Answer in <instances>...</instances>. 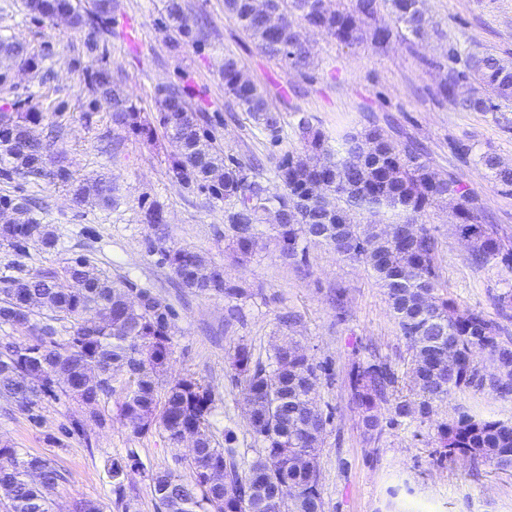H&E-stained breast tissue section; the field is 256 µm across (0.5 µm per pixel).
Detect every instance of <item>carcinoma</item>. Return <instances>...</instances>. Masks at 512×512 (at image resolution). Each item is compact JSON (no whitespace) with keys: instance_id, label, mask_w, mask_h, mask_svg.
Masks as SVG:
<instances>
[{"instance_id":"cac0c4a2","label":"carcinoma","mask_w":512,"mask_h":512,"mask_svg":"<svg viewBox=\"0 0 512 512\" xmlns=\"http://www.w3.org/2000/svg\"><path fill=\"white\" fill-rule=\"evenodd\" d=\"M67 2V20L76 29L88 30V47L95 46L100 26L112 19L114 0H27L30 12L48 18ZM162 30L175 31L202 47L203 28L185 13L181 0H165ZM224 12L234 17L264 55L300 69L310 64L312 49L301 39L300 29L320 24L324 34L348 45L371 43L386 49L393 38L418 40L436 30L420 0H349L333 7L330 0H268L259 7L253 0H224ZM0 55L33 64L28 47L0 39ZM224 93L252 119L272 147L264 162L224 146L211 120L191 104L185 85L156 86V121L143 115L107 68L87 72V84L96 101L107 105L112 125L153 139L157 132L175 143L171 172L186 190L197 191L211 202L224 204V231L231 237L235 257L242 260L266 246L259 232L270 212L281 223L269 228V239L282 256H306L312 226L322 225L323 243L344 260L364 263L388 296L390 311L409 343V378L420 401L405 396L394 399L389 424L417 411L430 412L431 404L457 390L489 387L503 398H512V371L498 367L512 363V339L502 338L501 326L475 309H461L444 293L439 278V242L422 217L429 208L453 197L456 231L474 240L476 263L491 260L512 269V246L483 222L484 207L478 195L456 177L443 180L409 142L383 138L368 128L342 136L335 151L328 138L311 122H298L302 148L276 152L283 141V127L264 92L243 78L237 59L224 56ZM474 77L500 98L512 97V64L491 55H472L466 70L448 71L439 85L443 97L455 94L458 84ZM465 110L485 112L491 99L469 95L457 100ZM41 112L24 116L0 113V160L9 171L43 178L70 189L78 206L114 203L112 182L104 177L88 186L74 179L62 164L48 165L58 140L44 136ZM379 140L371 156L360 151L367 138ZM493 180L512 186V167L492 153L479 157ZM30 198L0 196V246L23 251L31 241L53 248L56 237L49 225L30 217ZM388 209L401 220L382 231L379 216ZM413 226L416 235L406 233ZM178 284L200 295L239 300L246 289L226 280L224 267L200 253L181 247L161 250ZM67 279L73 287H57ZM173 310L146 288L134 289L121 279L95 270L76 257L60 270H44L14 278L0 291V326L30 337L26 344L0 341V398L30 412L57 392L74 395L97 405L110 397L114 371L125 372L121 391V416L135 436L158 424L169 442L177 446L187 429L204 434L201 447L187 460L193 480L185 481L169 470L152 477L154 495L165 512H324L319 454L329 418L309 406L323 367L304 348L287 351V343L273 347L268 364L253 362L251 352L237 348L232 369L242 386V397L251 414L250 427L263 448L248 468L236 462V449L216 446L209 432L214 403L212 386L192 375L167 384L161 382L170 349ZM485 352L492 371L469 361L472 348ZM456 366L448 369V353ZM397 378L383 361L352 363L348 383L359 409L365 433H382L378 407L389 401ZM442 458L465 454L500 470L512 469V422L476 419L461 415L439 426ZM134 451L114 458L109 474L115 493L124 492L127 469L136 465ZM65 480L56 465L41 457H20L17 450L0 447V500L11 512H53V496ZM295 486L286 500L268 510L259 505L282 482Z\"/></svg>"}]
</instances>
